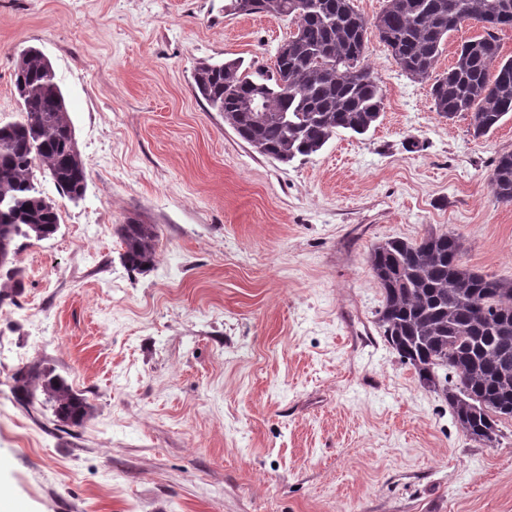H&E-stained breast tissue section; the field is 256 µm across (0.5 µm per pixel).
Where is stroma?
Here are the masks:
<instances>
[{
	"mask_svg": "<svg viewBox=\"0 0 512 512\" xmlns=\"http://www.w3.org/2000/svg\"><path fill=\"white\" fill-rule=\"evenodd\" d=\"M225 0H0V123L19 52L50 60L89 175L37 179L60 215L0 287V512H512V421L490 444L382 337L377 243L452 230L512 278V204L490 187L512 116L474 137L434 110L376 33L385 93L364 135L281 164L198 95V63H271L290 19ZM157 227L127 270L116 230ZM56 367L94 407L62 429L14 397Z\"/></svg>",
	"mask_w": 512,
	"mask_h": 512,
	"instance_id": "1",
	"label": "stroma"
}]
</instances>
